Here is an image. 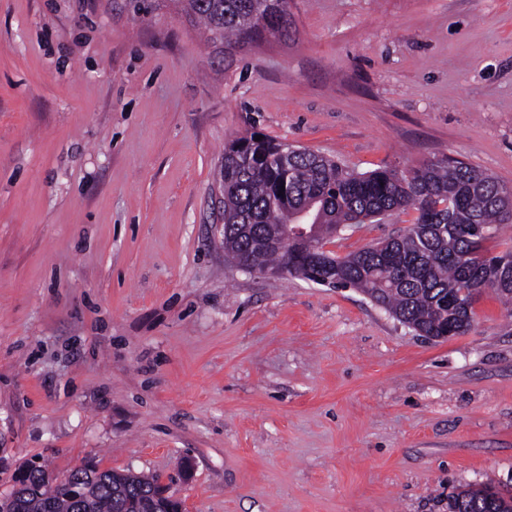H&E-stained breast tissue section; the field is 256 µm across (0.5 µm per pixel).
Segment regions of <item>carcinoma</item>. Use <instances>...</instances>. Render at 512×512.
<instances>
[{
  "label": "carcinoma",
  "mask_w": 512,
  "mask_h": 512,
  "mask_svg": "<svg viewBox=\"0 0 512 512\" xmlns=\"http://www.w3.org/2000/svg\"><path fill=\"white\" fill-rule=\"evenodd\" d=\"M204 28L206 40L229 49L262 36L261 21L291 25L288 0H158ZM329 241L342 227L414 209L416 223L396 237L336 260L332 288H356L399 322L429 339L458 336L473 321L474 304L490 287L512 315V245L496 254L486 243L512 223V194L488 172L443 156L410 170L357 173L314 151L267 137L224 146V255L235 261L276 231L264 252L268 270L293 259L286 236L296 215ZM159 476L100 469L87 462L58 477L37 464L18 470L0 512H154ZM448 512H512V491L493 482L463 488Z\"/></svg>",
  "instance_id": "obj_1"
}]
</instances>
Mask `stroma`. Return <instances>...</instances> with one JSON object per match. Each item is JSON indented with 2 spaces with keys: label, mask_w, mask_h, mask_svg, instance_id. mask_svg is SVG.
<instances>
[{
  "label": "stroma",
  "mask_w": 512,
  "mask_h": 512,
  "mask_svg": "<svg viewBox=\"0 0 512 512\" xmlns=\"http://www.w3.org/2000/svg\"><path fill=\"white\" fill-rule=\"evenodd\" d=\"M225 54L173 8L0 0V496L23 462L160 475L185 512H448L512 486V317L417 335L224 256V146L512 187V0H292ZM418 213L345 228L344 255ZM449 512H512V491L501 492L493 482L478 488L457 489L449 499Z\"/></svg>",
  "instance_id": "stroma-1"
}]
</instances>
